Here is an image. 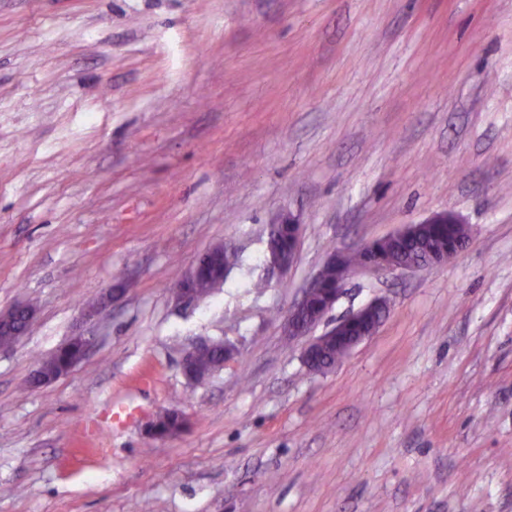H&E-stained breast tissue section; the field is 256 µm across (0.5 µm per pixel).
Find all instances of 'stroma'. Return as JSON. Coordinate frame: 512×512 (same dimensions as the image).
<instances>
[{
  "instance_id": "stroma-1",
  "label": "stroma",
  "mask_w": 512,
  "mask_h": 512,
  "mask_svg": "<svg viewBox=\"0 0 512 512\" xmlns=\"http://www.w3.org/2000/svg\"><path fill=\"white\" fill-rule=\"evenodd\" d=\"M444 211L467 247L353 276L323 328L390 313L308 371L283 323L328 254ZM218 244L237 265L176 301ZM22 303L0 512H512V0H0V311ZM199 339L237 354L192 385ZM116 400L139 412L110 429ZM164 411L185 427L150 438ZM278 224H288V227L291 228L294 235V243L292 246H288V234L285 231L282 232L281 237L283 243L287 245L288 248H282L280 246L276 233ZM301 229L302 224L299 218L289 212L286 215H281L275 222L269 224L268 253L270 264L281 270H287L293 264L301 237ZM85 342V346H84ZM94 344V336H74L67 343H65L61 348H59L55 353L51 354L49 357L43 359L39 363V372H42L44 376H55L64 371H66L69 366L80 358L83 346L84 351L81 358L76 361L68 370V372L80 361L84 358L88 350ZM67 372V373H68ZM65 373V374H67ZM62 374L57 377H42L39 376L40 384H48L51 383L60 377Z\"/></svg>"
}]
</instances>
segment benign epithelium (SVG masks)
Listing matches in <instances>:
<instances>
[{
  "instance_id": "1",
  "label": "benign epithelium",
  "mask_w": 512,
  "mask_h": 512,
  "mask_svg": "<svg viewBox=\"0 0 512 512\" xmlns=\"http://www.w3.org/2000/svg\"><path fill=\"white\" fill-rule=\"evenodd\" d=\"M279 224H286L291 228L294 235V243L288 248L280 246L276 228ZM302 224L299 218L292 213L281 215L275 222L269 225L268 231V253L269 262L273 266L286 270L294 262L298 244L301 237ZM415 234V225L405 224L396 232L370 242L363 260L354 265L346 264L345 258L349 254L347 250L332 251L324 266H334L338 272L341 284H346L349 277L356 270L364 271H414L419 269H435L446 263L448 260L462 251L468 240H460L448 247H432L428 250L425 261L415 262L410 259H397L393 256L391 245L411 238ZM343 293L338 288L334 292H326L323 282V272H318L307 285L301 298L288 311L284 323V330L288 336L302 337L308 335L316 326L323 322L326 315L335 306L337 300ZM319 294L323 297V305L318 310L309 307L311 296ZM387 310L385 301L375 299L336 322V325L326 330L322 335L311 339L304 347L302 359L306 367L313 372H323L325 368L321 364V353L330 344L335 343L344 349V354H349L361 342L373 336L383 322ZM216 346L214 342H201L193 345L185 351L181 362V370L185 378L191 383H199L207 378V375H191L186 372V366L191 356L197 351L206 347Z\"/></svg>"
}]
</instances>
